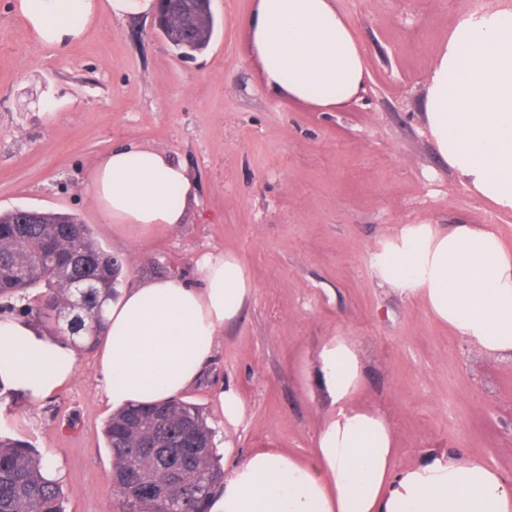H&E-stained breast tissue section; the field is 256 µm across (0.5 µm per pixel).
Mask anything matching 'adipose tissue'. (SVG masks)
I'll list each match as a JSON object with an SVG mask.
<instances>
[{
    "label": "adipose tissue",
    "instance_id": "obj_1",
    "mask_svg": "<svg viewBox=\"0 0 512 512\" xmlns=\"http://www.w3.org/2000/svg\"><path fill=\"white\" fill-rule=\"evenodd\" d=\"M154 0H14L47 47L83 39L104 18L142 16ZM244 28L275 95L324 111L362 91V50L335 0H253ZM439 153L483 197L512 209V12L458 22L433 62L424 98ZM109 224H181L196 198L185 166L126 144L96 159L89 185ZM198 283L156 278L103 307L96 365L113 409L178 397L195 385L215 339L252 296L239 257L208 253ZM380 286L422 304L489 355L512 359V250L491 228L402 224L373 252ZM78 369L69 337L25 317H0V388L38 403ZM364 365L356 340L334 336L312 375L329 410L309 458L260 448L224 470L209 512H512V475L457 448L397 463L388 417L354 397Z\"/></svg>",
    "mask_w": 512,
    "mask_h": 512
}]
</instances>
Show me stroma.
I'll list each match as a JSON object with an SVG mask.
<instances>
[{
	"label": "stroma",
	"mask_w": 512,
	"mask_h": 512,
	"mask_svg": "<svg viewBox=\"0 0 512 512\" xmlns=\"http://www.w3.org/2000/svg\"><path fill=\"white\" fill-rule=\"evenodd\" d=\"M253 0H211L208 49L180 58L149 17L108 19L63 51L0 0V211L72 213L121 258L123 287L198 282L196 261L234 252L253 297L184 393L224 445L225 386L247 415L229 461L258 448L307 457L327 411L304 371L332 336L362 343L359 406L383 411L398 462L456 446L512 472V360L379 286L370 257L398 224H489L512 248V210L478 196L439 155L424 118L429 67L458 21L499 0H337L364 52L363 92L331 112L266 92L240 24ZM138 143L184 164V223L107 224L88 193L96 159ZM95 355L37 406L0 394V434L57 459L66 512H123Z\"/></svg>",
	"instance_id": "1"
}]
</instances>
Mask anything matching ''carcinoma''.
<instances>
[{
  "label": "carcinoma",
  "instance_id": "obj_1",
  "mask_svg": "<svg viewBox=\"0 0 512 512\" xmlns=\"http://www.w3.org/2000/svg\"><path fill=\"white\" fill-rule=\"evenodd\" d=\"M177 9L160 33L179 56L210 45L217 23L210 0H175ZM19 210L0 212V299L39 321L70 324L76 348H94L103 328L101 310L118 295L122 262L93 239L70 213L40 212L22 224ZM88 278L85 306L67 305L71 281ZM42 288L37 302L30 290ZM112 456V485L124 512H207L224 470L213 431L195 405L173 399L155 406L131 404L104 426ZM44 459L31 445L0 436V512H65V492L43 476Z\"/></svg>",
  "mask_w": 512,
  "mask_h": 512
}]
</instances>
